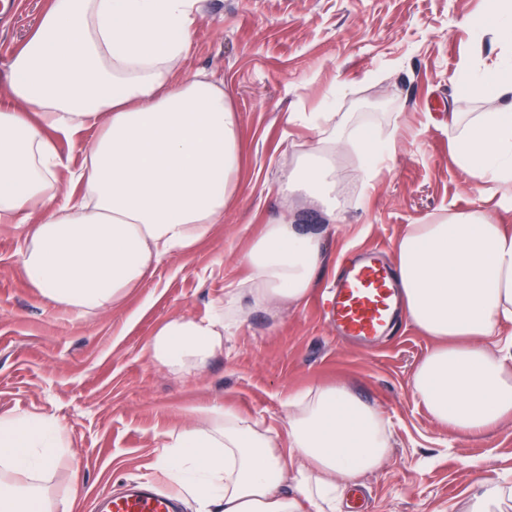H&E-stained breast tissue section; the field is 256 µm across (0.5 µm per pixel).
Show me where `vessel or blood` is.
Returning <instances> with one entry per match:
<instances>
[{
    "instance_id": "b4317fda",
    "label": "vessel or blood",
    "mask_w": 512,
    "mask_h": 512,
    "mask_svg": "<svg viewBox=\"0 0 512 512\" xmlns=\"http://www.w3.org/2000/svg\"><path fill=\"white\" fill-rule=\"evenodd\" d=\"M325 314L341 339L362 343L388 335L398 309L392 269L377 254L347 263L336 275L324 301ZM106 512H176L172 496L139 484L111 497Z\"/></svg>"
}]
</instances>
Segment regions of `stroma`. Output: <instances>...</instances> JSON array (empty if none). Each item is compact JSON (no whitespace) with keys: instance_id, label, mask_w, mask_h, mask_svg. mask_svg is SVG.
Here are the masks:
<instances>
[{"instance_id":"1","label":"stroma","mask_w":512,"mask_h":512,"mask_svg":"<svg viewBox=\"0 0 512 512\" xmlns=\"http://www.w3.org/2000/svg\"><path fill=\"white\" fill-rule=\"evenodd\" d=\"M48 0H0V61L35 30ZM489 0H200L193 45L179 67L224 81L241 131V165L224 221L191 252L164 259L141 288L109 311L80 315L47 303L19 264L24 231L0 224V414L33 412L63 424L71 459L43 484L74 512L139 479L170 481L156 463L168 432L215 401L272 434L285 433L293 393L338 381L390 423L391 450L358 482L362 512H467L485 478L512 481V420L481 438L437 423L413 395L411 377L433 341L408 321L370 347L337 342L314 297L299 306H252L234 293L242 258L265 224L288 217L319 232L329 286L352 249L394 245L407 225L478 200L452 162L448 115L497 111L452 76L464 48L480 64L501 50L475 18ZM332 112L336 128L396 138L394 157L366 181L353 150L337 155L341 222L289 200L282 186L318 129L302 114ZM223 308L224 349L199 374H173L147 354L170 318Z\"/></svg>"}]
</instances>
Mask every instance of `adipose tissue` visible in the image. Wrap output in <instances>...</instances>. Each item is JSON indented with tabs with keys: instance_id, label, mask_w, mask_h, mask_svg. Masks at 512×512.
I'll use <instances>...</instances> for the list:
<instances>
[{
	"instance_id": "ef3b65f1",
	"label": "adipose tissue",
	"mask_w": 512,
	"mask_h": 512,
	"mask_svg": "<svg viewBox=\"0 0 512 512\" xmlns=\"http://www.w3.org/2000/svg\"><path fill=\"white\" fill-rule=\"evenodd\" d=\"M198 0H52L37 28L6 61L0 83V224L25 226L21 269L47 302L78 313L112 308L166 257L192 250L224 218L236 191L240 131L214 75L178 68L193 42ZM492 67L464 51L456 78L469 95L502 100L496 112L450 113L458 131L451 157L480 202L408 225L394 258L406 319L435 340L411 380L414 396L440 424L480 437L512 420V0H495ZM327 137L287 176L289 193L336 206V151L356 144L377 175L393 145L360 133L335 135V115L310 114ZM78 145L80 195L63 190L68 160L59 140ZM318 234L291 220L265 225L243 261L251 276L238 297L296 306L324 264ZM224 315L179 316L153 337V362L202 371L224 347ZM288 450L221 403L208 426L169 433L158 467L196 512H336L360 474L390 450L388 424L344 384L289 398ZM58 420L0 415V512H53L37 483L68 458ZM290 492H283V485Z\"/></svg>"
}]
</instances>
